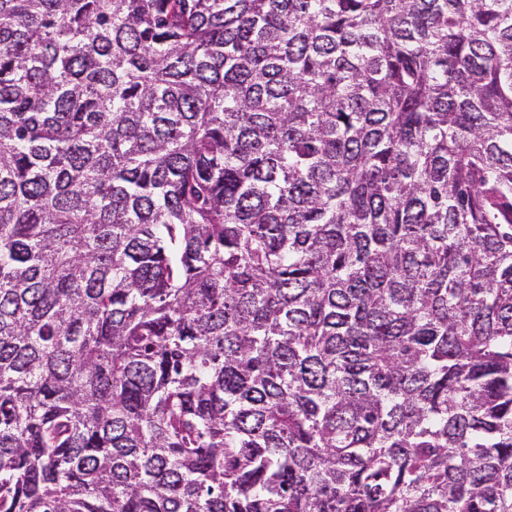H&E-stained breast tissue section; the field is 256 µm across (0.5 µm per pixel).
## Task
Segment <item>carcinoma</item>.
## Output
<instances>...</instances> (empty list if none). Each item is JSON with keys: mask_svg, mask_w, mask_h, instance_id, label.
I'll return each mask as SVG.
<instances>
[{"mask_svg": "<svg viewBox=\"0 0 512 512\" xmlns=\"http://www.w3.org/2000/svg\"><path fill=\"white\" fill-rule=\"evenodd\" d=\"M0 512H512V0H0Z\"/></svg>", "mask_w": 512, "mask_h": 512, "instance_id": "carcinoma-1", "label": "carcinoma"}]
</instances>
